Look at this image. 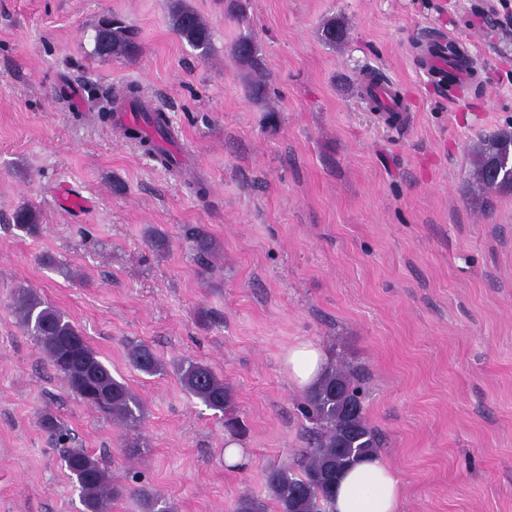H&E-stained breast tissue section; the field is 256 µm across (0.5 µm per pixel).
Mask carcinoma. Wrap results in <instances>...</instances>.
<instances>
[{
	"label": "carcinoma",
	"instance_id": "obj_1",
	"mask_svg": "<svg viewBox=\"0 0 512 512\" xmlns=\"http://www.w3.org/2000/svg\"><path fill=\"white\" fill-rule=\"evenodd\" d=\"M169 25L173 33L206 58L212 49V31L206 20L185 0H171ZM93 54L101 59L128 57L137 44L131 26L117 18H104L94 27ZM233 56L242 66L255 72L250 93L258 99L266 96V84L259 71L258 48L247 36L238 39ZM110 107L99 109L97 116L110 121L114 111L124 104L139 114V123L123 125V135L135 142L144 155L152 158L172 175L180 178L182 163L166 147L173 139L167 113L151 108L138 87L129 85L125 92L108 101ZM512 131L502 130L480 140L472 151L468 178L472 199L481 208L491 205L492 195L512 191ZM14 226L27 235L40 233L38 214L29 206H20L12 214ZM183 238L190 244L201 271L210 270L217 245L203 228L187 224ZM12 314L21 328L32 336L50 365L62 376L68 389L83 403L112 415L124 427H135L143 419V405L125 383L112 376L91 348L78 327L31 288H14L10 301ZM129 363L137 370L153 375L163 366L151 346L131 342L127 349ZM182 390L202 401L209 409L224 416V428L234 435L244 430L235 415L231 389L211 366L185 361L178 367ZM301 415L310 423L297 466H271L265 470V485L278 512H331L336 480L365 456L381 447L378 431L366 418L363 392L355 370L342 360L331 363L322 379L307 390L299 403ZM42 428L63 445L62 461L67 475L75 483L83 512H106L107 505L125 494V488L112 481V475L86 448L73 445L63 423L47 414ZM142 512H173L174 506L163 496L147 489L137 490ZM263 501L249 494L239 496L234 512H265Z\"/></svg>",
	"mask_w": 512,
	"mask_h": 512
}]
</instances>
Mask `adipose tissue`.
Masks as SVG:
<instances>
[{"mask_svg": "<svg viewBox=\"0 0 512 512\" xmlns=\"http://www.w3.org/2000/svg\"><path fill=\"white\" fill-rule=\"evenodd\" d=\"M282 364L291 383L308 390L321 378L328 358L321 346L300 340L285 351ZM402 486L395 470L379 455L370 454L336 483V512H398Z\"/></svg>", "mask_w": 512, "mask_h": 512, "instance_id": "1", "label": "adipose tissue"}]
</instances>
